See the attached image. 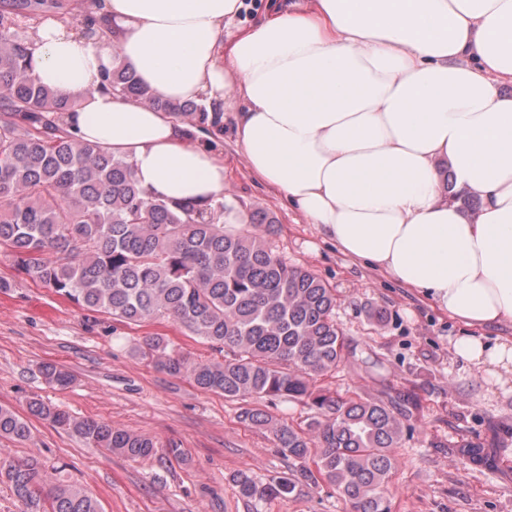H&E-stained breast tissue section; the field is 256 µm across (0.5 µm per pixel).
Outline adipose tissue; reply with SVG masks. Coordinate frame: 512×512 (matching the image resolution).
I'll return each mask as SVG.
<instances>
[{"label": "adipose tissue", "instance_id": "1", "mask_svg": "<svg viewBox=\"0 0 512 512\" xmlns=\"http://www.w3.org/2000/svg\"><path fill=\"white\" fill-rule=\"evenodd\" d=\"M240 0H102L86 38L40 23L35 78L70 131L129 161L153 197L223 204L224 161L172 115L99 91L121 61L162 98L232 110L251 173L351 260L471 330L456 356L512 383V0H283L226 37ZM476 197L468 212L445 179Z\"/></svg>", "mask_w": 512, "mask_h": 512}]
</instances>
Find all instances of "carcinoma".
Listing matches in <instances>:
<instances>
[{"mask_svg":"<svg viewBox=\"0 0 512 512\" xmlns=\"http://www.w3.org/2000/svg\"><path fill=\"white\" fill-rule=\"evenodd\" d=\"M47 14L66 20L62 0H0V248L18 271L79 308L140 325L166 319L196 342L224 355L198 360L149 336L132 351L172 376L235 401L251 398L241 422L271 430L295 475L257 482L237 479L240 494L268 500L324 482L352 512H390V477L402 420L417 403L410 394L366 399L317 386L336 370L345 338L336 323V290L311 271L288 264L266 244L272 218H251L249 234L224 230V205L205 213L150 196L131 164L71 135L63 115L74 105L36 81L24 26ZM82 35L97 18H73ZM101 88L140 101L187 124L210 146L224 135L221 113L158 96L121 62ZM45 382L65 389L72 375L43 364ZM310 406L306 427L280 421L267 404L280 399ZM32 414L73 431L89 445L132 461L178 445L77 418L40 399ZM28 423L0 406V438L25 441ZM0 482L20 512H104L83 487L66 484L35 457L0 456Z\"/></svg>","mask_w":512,"mask_h":512,"instance_id":"1","label":"carcinoma"}]
</instances>
